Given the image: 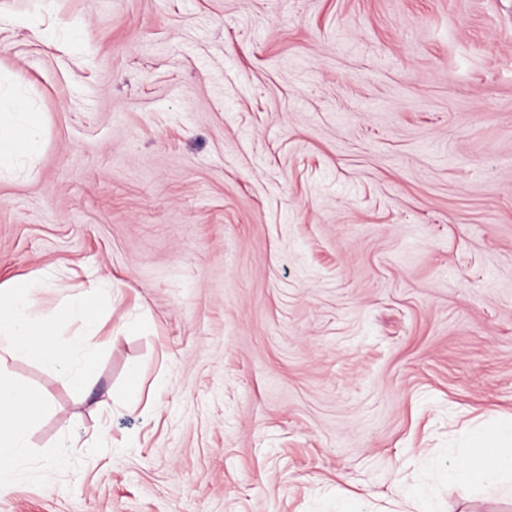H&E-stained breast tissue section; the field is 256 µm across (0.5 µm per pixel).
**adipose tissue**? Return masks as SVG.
I'll use <instances>...</instances> for the list:
<instances>
[{"label": "adipose tissue", "instance_id": "obj_1", "mask_svg": "<svg viewBox=\"0 0 512 512\" xmlns=\"http://www.w3.org/2000/svg\"><path fill=\"white\" fill-rule=\"evenodd\" d=\"M43 125L27 101L12 98L0 110V168L23 156L35 154L42 142ZM30 282H16L0 289V352L13 356L26 354L31 337L47 331V324L36 320ZM31 391L0 376V470L12 468L19 448L25 447L27 426L18 413L27 407ZM452 484L491 486L512 496V426L494 433H476L468 452L448 469Z\"/></svg>", "mask_w": 512, "mask_h": 512}]
</instances>
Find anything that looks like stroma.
Instances as JSON below:
<instances>
[{"label": "stroma", "mask_w": 512, "mask_h": 512, "mask_svg": "<svg viewBox=\"0 0 512 512\" xmlns=\"http://www.w3.org/2000/svg\"><path fill=\"white\" fill-rule=\"evenodd\" d=\"M0 285L63 326L0 512H512V0H0ZM140 392L126 390L130 370ZM0 169L23 156L35 154L42 142L43 125L28 102L15 97L2 110L0 104ZM72 314L87 319L86 305L83 301L71 307ZM97 330L94 324L87 319V326L84 330L69 336L65 343L70 346H93L97 344ZM46 362L57 368L60 377L68 384L82 387L93 375V364L86 361L79 368H73L68 361V356H62L56 351L45 353ZM448 482L494 486L498 493L512 497V426L493 434L476 433L469 451L448 467Z\"/></svg>", "instance_id": "1"}]
</instances>
